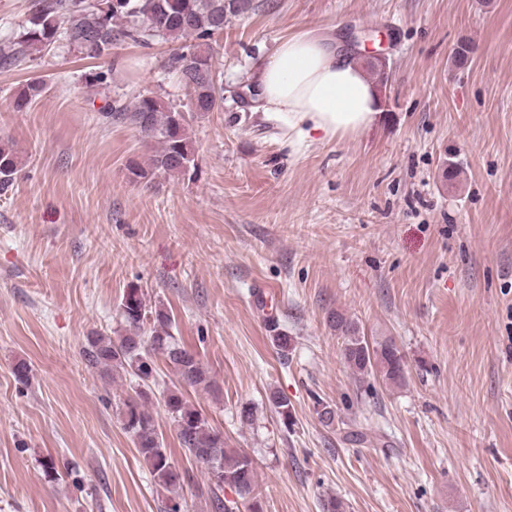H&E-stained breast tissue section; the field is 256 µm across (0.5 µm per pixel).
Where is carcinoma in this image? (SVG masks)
<instances>
[{
  "label": "carcinoma",
  "instance_id": "obj_1",
  "mask_svg": "<svg viewBox=\"0 0 512 512\" xmlns=\"http://www.w3.org/2000/svg\"><path fill=\"white\" fill-rule=\"evenodd\" d=\"M35 0L31 16L16 36L0 43V66L39 54L55 44H64L90 59L107 58L122 43L145 42L152 38L181 42L169 56L167 68L176 74L189 93L180 107L158 97L139 95L126 103L115 100L103 107L108 121L128 123L157 148L146 166H129L132 180L150 183L159 174L184 175L196 168L195 149L189 136L190 121L202 112H213L224 100V87L212 66L214 35L224 31V17L230 9L250 4V0ZM375 84L387 83L388 64L367 61ZM44 89L33 80L19 92L16 107L22 108ZM21 170L17 153L0 145V192L13 184ZM124 333L115 337L93 334L81 347L88 366L105 373L122 371L134 384L117 406L123 429L139 454L149 464L158 485L172 490L185 480L168 459L164 439L150 411L161 404L173 425L180 445L196 463L205 467L214 512H230L220 492L228 486L247 504L248 512H262L256 495V470L252 458L226 448L224 434L184 398L182 388L201 387L213 397L220 387L195 353L171 334L172 320L161 307H148L144 292L130 288L119 304ZM331 325L342 339L344 359L356 376L376 374L389 384L405 381V361L394 342L385 339L370 345L359 323L341 313L331 316ZM163 359L176 378L173 387L154 393L155 361ZM269 401L283 424L292 417L288 398L276 390Z\"/></svg>",
  "mask_w": 512,
  "mask_h": 512
}]
</instances>
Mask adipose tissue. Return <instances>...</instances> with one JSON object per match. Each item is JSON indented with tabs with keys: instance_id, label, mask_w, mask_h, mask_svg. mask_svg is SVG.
Returning a JSON list of instances; mask_svg holds the SVG:
<instances>
[{
	"instance_id": "ef3b65f1",
	"label": "adipose tissue",
	"mask_w": 512,
	"mask_h": 512,
	"mask_svg": "<svg viewBox=\"0 0 512 512\" xmlns=\"http://www.w3.org/2000/svg\"><path fill=\"white\" fill-rule=\"evenodd\" d=\"M250 80L258 110L299 146L358 134L380 115L378 92L360 61L311 31L283 38Z\"/></svg>"
}]
</instances>
